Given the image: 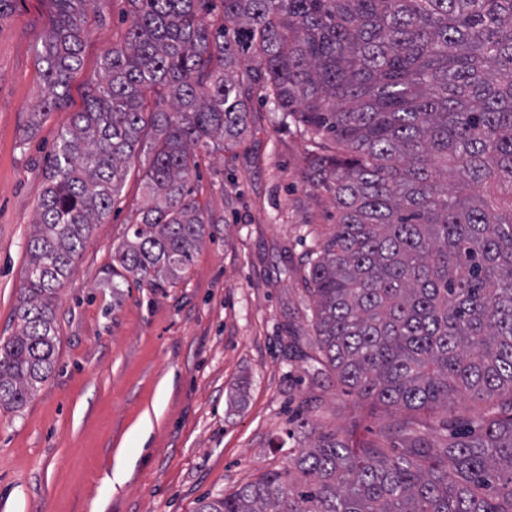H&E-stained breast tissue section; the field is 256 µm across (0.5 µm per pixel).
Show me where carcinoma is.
<instances>
[{
	"label": "carcinoma",
	"instance_id": "obj_1",
	"mask_svg": "<svg viewBox=\"0 0 512 512\" xmlns=\"http://www.w3.org/2000/svg\"><path fill=\"white\" fill-rule=\"evenodd\" d=\"M51 2L30 130L67 98L86 7L103 0ZM127 2L126 41L49 162L0 337V409L52 373L57 293L144 149L147 203L112 276L186 274L211 223L190 186L199 154L241 143L261 94L298 126L306 181L336 209L304 271L317 362L411 417L359 445L320 433L288 470L197 512H512V0ZM465 400L492 402L477 434ZM436 415L443 444L426 434Z\"/></svg>",
	"mask_w": 512,
	"mask_h": 512
}]
</instances>
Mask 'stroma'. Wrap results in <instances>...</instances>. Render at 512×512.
Listing matches in <instances>:
<instances>
[{"instance_id": "35a3bbf8", "label": "stroma", "mask_w": 512, "mask_h": 512, "mask_svg": "<svg viewBox=\"0 0 512 512\" xmlns=\"http://www.w3.org/2000/svg\"><path fill=\"white\" fill-rule=\"evenodd\" d=\"M127 0L85 14L82 66L68 98L28 130L46 93L38 56L51 0H12L0 14V337L11 336L26 247L61 128L84 106L104 53L123 43ZM132 163L111 211L93 225L55 304L56 362L24 406L0 411V512H196L284 470L301 421L354 443L377 439L393 412L315 373L306 255L332 231L328 193L305 181L307 144L253 101L234 148L202 154L192 178L211 223L175 284L112 285V253L146 202ZM123 480L105 483L119 461Z\"/></svg>"}]
</instances>
